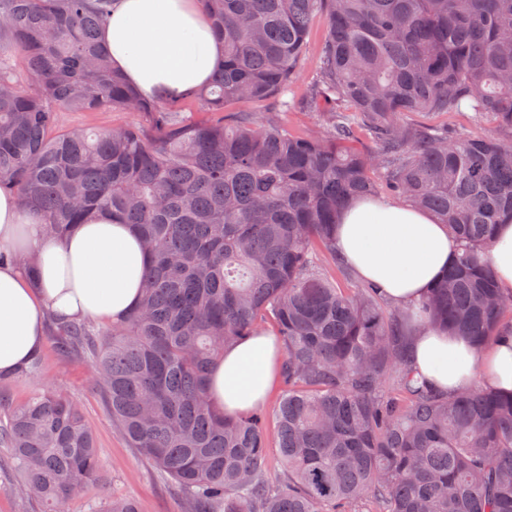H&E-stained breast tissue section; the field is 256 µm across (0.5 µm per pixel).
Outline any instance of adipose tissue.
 <instances>
[{
	"label": "adipose tissue",
	"instance_id": "adipose-tissue-1",
	"mask_svg": "<svg viewBox=\"0 0 512 512\" xmlns=\"http://www.w3.org/2000/svg\"><path fill=\"white\" fill-rule=\"evenodd\" d=\"M113 65L148 96L184 95L205 85L224 48L211 33L197 0H114L102 29ZM342 261L377 284L391 303L410 307L452 262L458 240L428 212L394 202L357 200L336 226ZM0 373L28 362L44 343L48 318L117 321L134 308L146 286L149 258L135 228L98 216L57 237L0 190ZM31 259L37 278L19 258ZM503 294H512V224L499 225L488 252ZM411 365L442 391L481 380L512 393V337L477 349L464 338L415 329ZM273 335L258 332L225 348L210 372L215 408L232 415L262 402L279 366Z\"/></svg>",
	"mask_w": 512,
	"mask_h": 512
}]
</instances>
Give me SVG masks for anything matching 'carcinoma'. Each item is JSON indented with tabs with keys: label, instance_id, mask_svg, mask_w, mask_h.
I'll list each match as a JSON object with an SVG mask.
<instances>
[{
	"label": "carcinoma",
	"instance_id": "1",
	"mask_svg": "<svg viewBox=\"0 0 512 512\" xmlns=\"http://www.w3.org/2000/svg\"><path fill=\"white\" fill-rule=\"evenodd\" d=\"M113 0H0V190L58 234L110 214L150 255L139 304L108 326L58 322L57 353H90L112 423L173 484L185 512H512V395L453 394L414 377L410 322L483 347L512 334V297L485 258L512 223V0H200L224 57L181 99H146L99 39ZM326 28L302 107L319 135L251 108L289 91L312 20ZM142 112L63 127V112ZM472 113L469 129L407 113ZM374 145L352 148L360 131ZM397 195L432 214L460 249L411 312L350 288L336 224L357 199ZM272 323L283 342L279 401L217 412L208 375L224 348ZM0 376V467L42 512H70L102 461L78 404L48 389L19 407ZM274 434L282 465L268 467ZM86 512H139L114 498ZM180 112H183L182 116L187 122H210L215 117L214 113L192 97L182 100ZM60 120L71 130H90L134 122L139 123L149 133H156L150 118L139 112H64Z\"/></svg>",
	"mask_w": 512,
	"mask_h": 512
}]
</instances>
